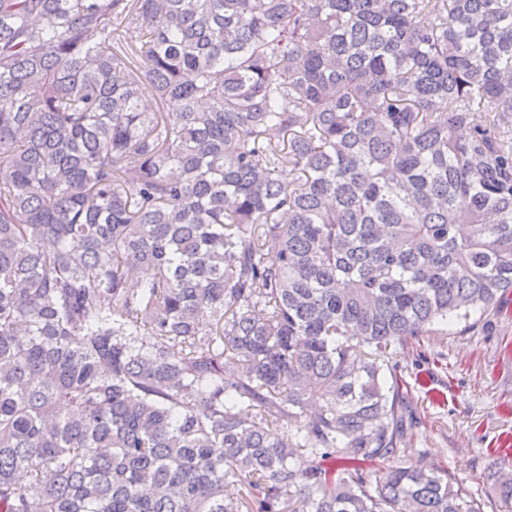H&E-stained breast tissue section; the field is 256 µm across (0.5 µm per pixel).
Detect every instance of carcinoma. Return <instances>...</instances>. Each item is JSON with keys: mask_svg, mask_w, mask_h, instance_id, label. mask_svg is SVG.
Segmentation results:
<instances>
[{"mask_svg": "<svg viewBox=\"0 0 512 512\" xmlns=\"http://www.w3.org/2000/svg\"><path fill=\"white\" fill-rule=\"evenodd\" d=\"M508 114L512 0H0V512H481L380 357L512 291Z\"/></svg>", "mask_w": 512, "mask_h": 512, "instance_id": "carcinoma-1", "label": "carcinoma"}]
</instances>
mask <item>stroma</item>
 Here are the masks:
<instances>
[{"mask_svg": "<svg viewBox=\"0 0 512 512\" xmlns=\"http://www.w3.org/2000/svg\"><path fill=\"white\" fill-rule=\"evenodd\" d=\"M417 420L397 464L447 471L483 512H501L495 475L512 473V297L502 313L388 346Z\"/></svg>", "mask_w": 512, "mask_h": 512, "instance_id": "1", "label": "stroma"}]
</instances>
